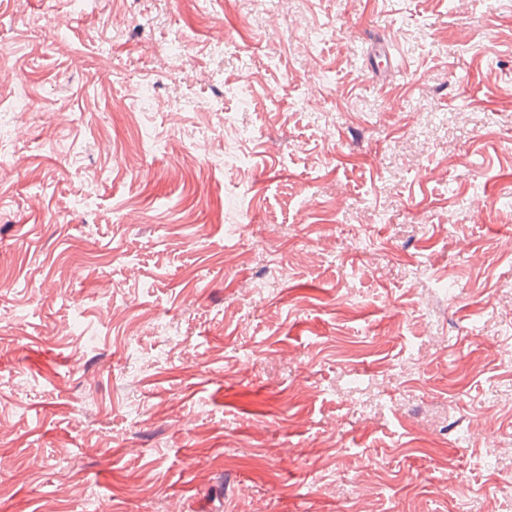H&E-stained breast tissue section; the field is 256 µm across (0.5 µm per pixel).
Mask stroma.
I'll use <instances>...</instances> for the list:
<instances>
[{"label":"stroma","mask_w":512,"mask_h":512,"mask_svg":"<svg viewBox=\"0 0 512 512\" xmlns=\"http://www.w3.org/2000/svg\"><path fill=\"white\" fill-rule=\"evenodd\" d=\"M0 142V512L512 503V0H0Z\"/></svg>","instance_id":"1"}]
</instances>
